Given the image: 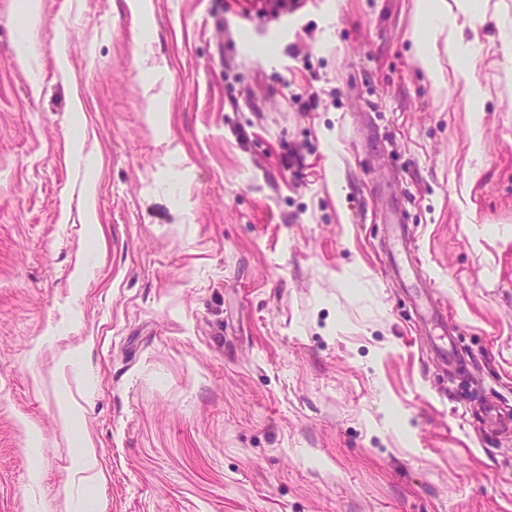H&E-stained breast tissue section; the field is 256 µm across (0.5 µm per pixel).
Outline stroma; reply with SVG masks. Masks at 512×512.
I'll use <instances>...</instances> for the list:
<instances>
[{
	"label": "stroma",
	"mask_w": 512,
	"mask_h": 512,
	"mask_svg": "<svg viewBox=\"0 0 512 512\" xmlns=\"http://www.w3.org/2000/svg\"><path fill=\"white\" fill-rule=\"evenodd\" d=\"M482 2L472 101L416 0H0V512H74L67 397L103 512H512L477 419L512 410V0ZM50 333L80 376L32 360ZM415 45L417 47V56L423 69L426 71L427 75L434 82V84L439 85L442 80L441 69L430 52L427 40L416 36ZM81 454L74 471L77 481L85 490L91 487H102L106 476L101 466L98 452L91 436L84 433L81 439Z\"/></svg>",
	"instance_id": "35a3bbf8"
}]
</instances>
